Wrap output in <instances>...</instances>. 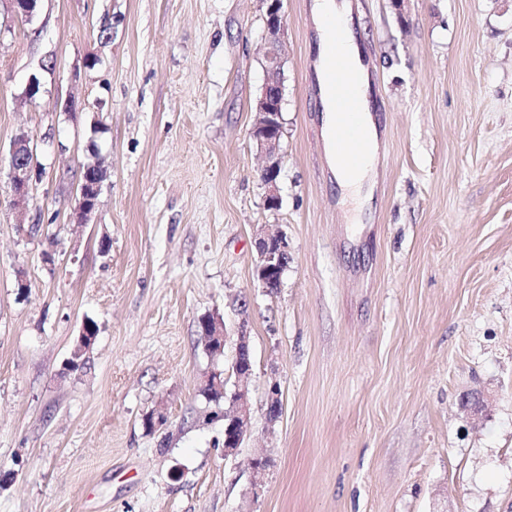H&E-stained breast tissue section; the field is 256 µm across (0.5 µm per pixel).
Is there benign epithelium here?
I'll use <instances>...</instances> for the list:
<instances>
[{
  "instance_id": "1",
  "label": "benign epithelium",
  "mask_w": 512,
  "mask_h": 512,
  "mask_svg": "<svg viewBox=\"0 0 512 512\" xmlns=\"http://www.w3.org/2000/svg\"><path fill=\"white\" fill-rule=\"evenodd\" d=\"M14 13L22 18H30L37 9L39 0H8ZM264 22L265 43L262 65L268 79L261 86L254 100L255 120L249 130L251 140L263 157L261 180L265 186L264 206L276 210L281 204L278 179L282 166L280 143L283 127V87L281 71L285 56V22L283 0H259ZM9 167L15 192L14 203H26L32 172L37 168L31 137L25 133L18 135L11 146ZM105 176L97 164L85 166L78 185L79 197L74 217L76 223H88L98 205L100 184ZM255 248L258 260L254 275L267 289L279 287L281 276L288 267L289 247L286 236L280 231L260 228L255 235ZM202 345L211 359L225 356L227 335L224 322L215 317L203 320L200 324ZM97 335L96 328L89 322L83 324L78 346L73 353L77 360L88 350ZM250 351V336L246 326H241L235 342L231 363L226 369H213L205 377V382L224 392V406L208 411L204 420L224 422V459L237 457L251 428V404L247 382L253 366L240 363V354ZM266 459L256 457L251 461V485L257 492L263 484Z\"/></svg>"
}]
</instances>
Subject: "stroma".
<instances>
[{
  "label": "stroma",
  "instance_id": "obj_1",
  "mask_svg": "<svg viewBox=\"0 0 512 512\" xmlns=\"http://www.w3.org/2000/svg\"><path fill=\"white\" fill-rule=\"evenodd\" d=\"M283 10L269 210L248 137L257 0H41L27 21L0 0V512H512V0H352L387 137L357 224L320 173L315 22ZM23 131L38 178L19 209ZM264 225L291 256L272 292ZM205 315L250 336L251 433L229 462L223 424L200 420ZM157 407L162 436L142 428ZM9 167L15 192L14 203L18 206L24 205L29 194L32 172L37 168L31 137L28 134L22 133L14 139ZM104 176V170L98 164L85 166L79 181V197L76 208L74 209L76 224L88 223L91 215L96 210L100 184ZM255 248L258 256L255 277L264 288H278L290 259L286 236L281 231L261 227L255 235Z\"/></svg>",
  "mask_w": 512,
  "mask_h": 512
}]
</instances>
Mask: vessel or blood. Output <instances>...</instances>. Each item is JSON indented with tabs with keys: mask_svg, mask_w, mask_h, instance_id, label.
<instances>
[{
	"mask_svg": "<svg viewBox=\"0 0 512 512\" xmlns=\"http://www.w3.org/2000/svg\"><path fill=\"white\" fill-rule=\"evenodd\" d=\"M325 33L327 42L315 53L316 91L333 107L338 161L342 167L352 169L364 161L369 144V136L361 124V88L351 61L339 48L343 31L329 25Z\"/></svg>",
	"mask_w": 512,
	"mask_h": 512,
	"instance_id": "1",
	"label": "vessel or blood"
}]
</instances>
